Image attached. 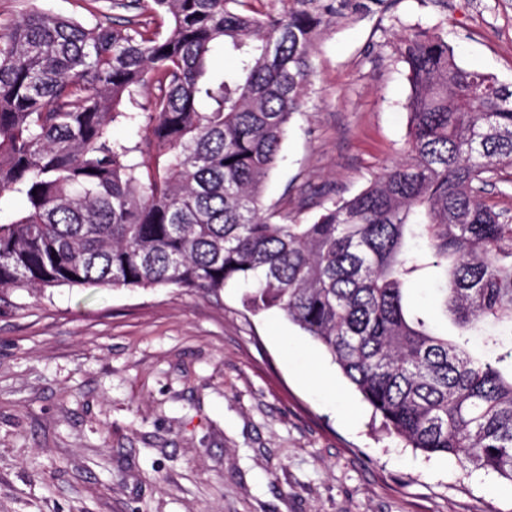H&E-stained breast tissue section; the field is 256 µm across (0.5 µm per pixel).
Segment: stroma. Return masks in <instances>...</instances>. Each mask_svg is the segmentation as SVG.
Masks as SVG:
<instances>
[{
	"instance_id": "35a3bbf8",
	"label": "stroma",
	"mask_w": 512,
	"mask_h": 512,
	"mask_svg": "<svg viewBox=\"0 0 512 512\" xmlns=\"http://www.w3.org/2000/svg\"><path fill=\"white\" fill-rule=\"evenodd\" d=\"M96 23L106 0H0ZM443 25L512 85V0H388L317 41L268 181L300 221L398 160L399 36ZM176 288L59 287L0 302V512H512L508 484L405 447L277 310Z\"/></svg>"
}]
</instances>
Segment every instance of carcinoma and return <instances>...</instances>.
I'll return each instance as SVG.
<instances>
[{
  "label": "carcinoma",
  "mask_w": 512,
  "mask_h": 512,
  "mask_svg": "<svg viewBox=\"0 0 512 512\" xmlns=\"http://www.w3.org/2000/svg\"><path fill=\"white\" fill-rule=\"evenodd\" d=\"M130 0L85 24L32 9L0 25V292L248 288L314 342L386 430L512 484V87L460 65L443 26L399 39L402 158L307 224L264 186L300 111L317 39L361 0ZM234 56L215 72L213 53ZM141 112L125 104L149 83ZM137 130L116 139L112 126ZM443 270L450 335L407 302Z\"/></svg>",
  "instance_id": "1"
}]
</instances>
